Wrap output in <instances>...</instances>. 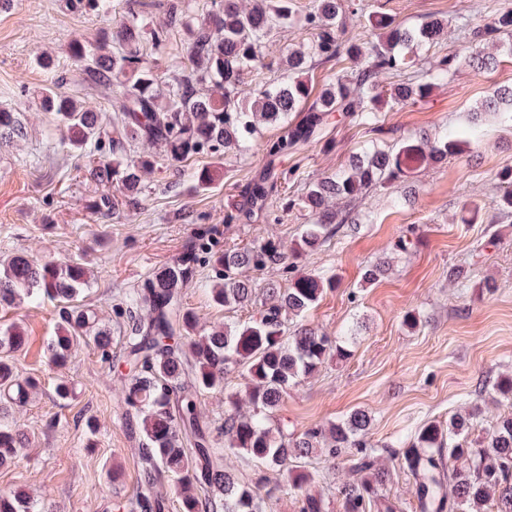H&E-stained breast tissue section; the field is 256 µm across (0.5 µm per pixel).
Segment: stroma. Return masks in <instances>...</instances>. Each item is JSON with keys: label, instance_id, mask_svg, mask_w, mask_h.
<instances>
[{"label": "stroma", "instance_id": "1", "mask_svg": "<svg viewBox=\"0 0 512 512\" xmlns=\"http://www.w3.org/2000/svg\"><path fill=\"white\" fill-rule=\"evenodd\" d=\"M368 11L394 17L414 27L441 20L447 32L437 43L412 48L426 63L461 54L463 27L481 28L489 21L490 0H360ZM313 0H293L295 19L264 40L265 68L248 72L239 86L246 97L281 74L286 50L307 43L311 34L302 20ZM125 0H112L109 15L72 11L68 0H0V109L19 112L22 139L0 143V256L25 253L38 259H79L89 269V283L74 304L96 313L112 332V355L103 359L93 348H81L65 371L72 394L56 396L58 374L50 361L47 340L58 321L59 305L49 300L24 301L0 308V327L19 322L27 350L16 353L19 380L39 386L28 404L0 411V423L19 420L27 437L25 458L0 468V491L21 490L52 505L54 512H123L135 495L162 498L164 512H179L175 480L168 474L145 482L139 464L141 432L121 405L117 373L124 360L122 338L129 314L123 302L131 289L173 256L190 248L200 232L210 231L218 245L241 246L275 237L290 243L301 234L305 212L282 211L271 198L251 221L225 223L249 183L266 174L283 190L301 195L306 182L343 170L362 147H392L406 139L433 134L443 127L464 128L471 110L494 89L512 86V52L499 38L485 43L497 59L477 71L460 66L424 99L394 108L375 126H355L335 116L323 142L297 154L268 158L260 146L244 156H197L180 169L158 165L146 181L137 207H120L103 216L92 209L100 187L87 180L76 158L60 146L59 121L40 110L34 94L50 73L65 78V91L100 111L103 123L113 112L108 99L91 93L84 75L68 53L71 38L93 42L119 23ZM187 32L172 27L168 42L147 59L163 77L178 73L187 61ZM53 60L54 71L41 68V56ZM480 144L465 146L448 161L411 175L413 203H400L404 188L370 193L359 207L370 221L356 231L327 240L299 259L292 272L273 267L254 274L255 282L287 285L290 276L328 271L339 281L324 293L309 314L314 325L334 336H348V359H328L315 376L291 388L274 413L284 432L334 423L353 410L372 418V444L398 445L403 436L428 420H447L470 402L492 404L489 380L512 372V216L503 217L492 200L498 172L512 167V129H501L484 117ZM213 171L215 181L198 186L195 171ZM407 251H398L400 237ZM390 259L391 272L367 283V265ZM463 264L474 277L465 291L448 283V268ZM210 265H201L184 290V304L202 325L243 322L257 316L258 304L223 310L210 300ZM493 279L494 291L483 288ZM419 315L417 329L403 320ZM390 471L387 495L395 512H419L414 481L397 458L381 456ZM348 466L346 456L320 451L309 461L314 483L266 503L265 512H300V500L324 498L326 512H340L336 479Z\"/></svg>", "mask_w": 512, "mask_h": 512}]
</instances>
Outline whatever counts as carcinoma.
<instances>
[{"label":"carcinoma","instance_id":"carcinoma-1","mask_svg":"<svg viewBox=\"0 0 512 512\" xmlns=\"http://www.w3.org/2000/svg\"><path fill=\"white\" fill-rule=\"evenodd\" d=\"M131 0L127 17L110 38L93 44L73 39L70 58L81 67L95 92L112 96L118 88L111 129L102 130L98 113L63 91L64 78L53 74L37 96L39 108L59 117L61 143L86 159L84 172L91 181L115 188L128 206L140 200L145 178L156 159L181 167L199 155L222 156L235 150L244 154L261 135L259 122L279 125L282 134L265 143L266 154L277 158L318 141L331 114L337 112L357 126H372L381 113L424 98L431 87L448 80L460 61L476 70L489 67L483 54L487 36H512V7H499L491 24L471 32L464 57H442L428 68L404 52L412 44L433 43L443 31L436 20L409 29L386 15H373L356 40L344 38L343 14L361 7L343 0H315L306 16L312 30L310 43L290 48L283 60L287 78L264 84L250 98H238L244 72L263 66V40L285 26L292 16L291 0H212L211 7L189 24L188 65L164 78L144 56V45L156 48L167 41V26L149 25ZM344 64L325 82L313 102L312 89L302 79L315 59ZM400 81L385 86L382 77ZM211 85L210 94L200 92ZM482 110L499 124L512 127V87L493 91ZM25 135L16 113L0 110V139L7 142ZM148 147L130 155V143ZM476 128L422 134L403 143L396 153L366 148L350 168L325 175L306 185L304 194L285 198L288 211L308 212L310 223L289 248L275 238L244 247L215 250L216 243L201 234L189 251L153 271L123 303L141 310L131 316L126 336L129 371L122 376V402L126 414L140 419L141 460L148 479L161 472L177 479L180 512H261L264 497L300 490L314 481L304 463L319 448L333 455H348L346 476L336 486L342 512H372L393 506L385 501L388 472L377 461L369 434L372 417L354 410L328 427H311L298 435L273 433L271 413L288 389L314 375L330 357L350 356L344 336H331L307 320L325 290L338 286L336 276L319 273L294 277L288 287L270 283L263 289L259 317L235 324L205 328L182 301L183 287L202 263L216 269L209 288L217 307L233 309L256 299L250 272L274 266L285 268L307 252L341 234L344 227L358 229L353 215L363 193L386 188L430 163L442 162L459 152L460 145L479 143ZM502 194L492 201L512 214V170L500 174ZM276 182H255L236 207L225 216L230 223L264 209ZM448 281L468 287V271L448 267ZM87 284L85 264L69 260L39 262L15 255L0 263V307L9 308L23 298L66 303L47 351L55 365L71 360L79 346L93 345L108 359L112 333L90 311L72 307ZM26 344L21 327L0 329V398L23 407L37 383L18 380L14 354ZM239 372L246 380L243 398L224 401V443L215 439L202 421L199 395L221 391L226 375ZM492 388L512 402V373L499 375ZM485 421L475 403L448 419L428 421L402 440L397 456L415 480L420 512H484L493 503L496 512H512V411L499 415L486 436L473 442L469 432ZM18 430L0 425V465L20 457ZM241 453L278 472L273 487L264 477L246 482L224 462ZM129 512H162L163 500L147 497L126 504ZM0 512H35L21 491L0 494Z\"/></svg>","mask_w":512,"mask_h":512}]
</instances>
